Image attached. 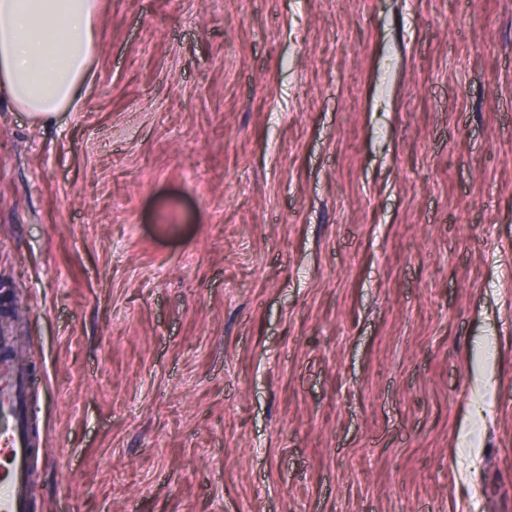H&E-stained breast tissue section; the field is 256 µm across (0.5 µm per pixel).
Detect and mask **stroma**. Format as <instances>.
Masks as SVG:
<instances>
[{"mask_svg":"<svg viewBox=\"0 0 512 512\" xmlns=\"http://www.w3.org/2000/svg\"><path fill=\"white\" fill-rule=\"evenodd\" d=\"M97 22L0 98L35 512H512V0Z\"/></svg>","mask_w":512,"mask_h":512,"instance_id":"stroma-1","label":"stroma"}]
</instances>
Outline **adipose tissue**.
I'll return each instance as SVG.
<instances>
[{
  "label": "adipose tissue",
  "instance_id": "obj_1",
  "mask_svg": "<svg viewBox=\"0 0 512 512\" xmlns=\"http://www.w3.org/2000/svg\"><path fill=\"white\" fill-rule=\"evenodd\" d=\"M97 0H0V94L37 122L77 109L97 46Z\"/></svg>",
  "mask_w": 512,
  "mask_h": 512
}]
</instances>
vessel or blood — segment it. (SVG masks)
Segmentation results:
<instances>
[{"label":"vessel or blood","mask_w":512,"mask_h":512,"mask_svg":"<svg viewBox=\"0 0 512 512\" xmlns=\"http://www.w3.org/2000/svg\"><path fill=\"white\" fill-rule=\"evenodd\" d=\"M37 378L12 336L0 322V512H34L35 440L30 424V391Z\"/></svg>","instance_id":"b4317fda"}]
</instances>
